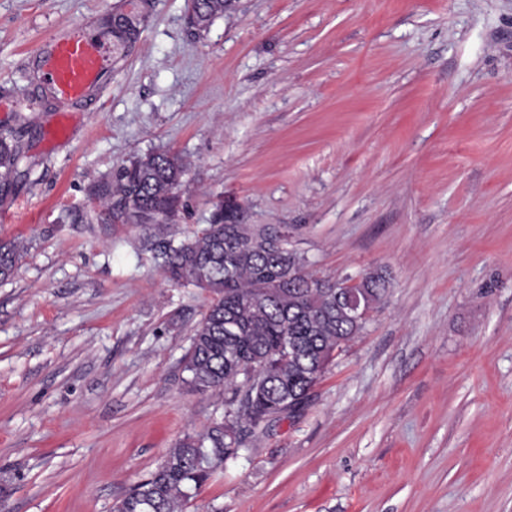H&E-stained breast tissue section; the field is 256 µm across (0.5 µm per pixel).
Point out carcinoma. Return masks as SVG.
<instances>
[{
  "mask_svg": "<svg viewBox=\"0 0 512 512\" xmlns=\"http://www.w3.org/2000/svg\"><path fill=\"white\" fill-rule=\"evenodd\" d=\"M225 0H192L206 24L224 13ZM22 152L0 131V195L14 186ZM187 173L169 151L131 158L100 182L95 199L108 219L145 229L146 246L170 280L210 295L182 359L189 391L224 393V414L203 432L187 434L168 449L149 475L118 500L112 512H184L190 499L224 464L248 449L270 421L301 410L336 356L367 323L354 324L336 295V279L308 271L307 258L290 241L279 249L267 226L251 224L241 234L238 217L214 223L180 239L169 232L180 206ZM24 246L0 240V280L12 278ZM384 273L356 287L376 310L386 297Z\"/></svg>",
  "mask_w": 512,
  "mask_h": 512,
  "instance_id": "obj_1",
  "label": "carcinoma"
}]
</instances>
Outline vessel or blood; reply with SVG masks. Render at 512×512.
Returning <instances> with one entry per match:
<instances>
[{
    "label": "vessel or blood",
    "mask_w": 512,
    "mask_h": 512,
    "mask_svg": "<svg viewBox=\"0 0 512 512\" xmlns=\"http://www.w3.org/2000/svg\"><path fill=\"white\" fill-rule=\"evenodd\" d=\"M43 53L41 81L65 102L84 100L100 84L110 60L108 49L85 31L50 39Z\"/></svg>",
    "instance_id": "1"
}]
</instances>
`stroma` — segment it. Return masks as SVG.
Returning a JSON list of instances; mask_svg holds the SVG:
<instances>
[{
	"label": "stroma",
	"instance_id": "stroma-1",
	"mask_svg": "<svg viewBox=\"0 0 512 512\" xmlns=\"http://www.w3.org/2000/svg\"><path fill=\"white\" fill-rule=\"evenodd\" d=\"M0 0V130L30 168L0 200L27 246L0 282V500L111 512L223 415L181 360L209 296L169 281L96 185L154 150L188 164L177 224L288 225L320 275L389 292L299 413L186 512H512V0ZM145 16L72 108L54 36Z\"/></svg>",
	"mask_w": 512,
	"mask_h": 512
}]
</instances>
